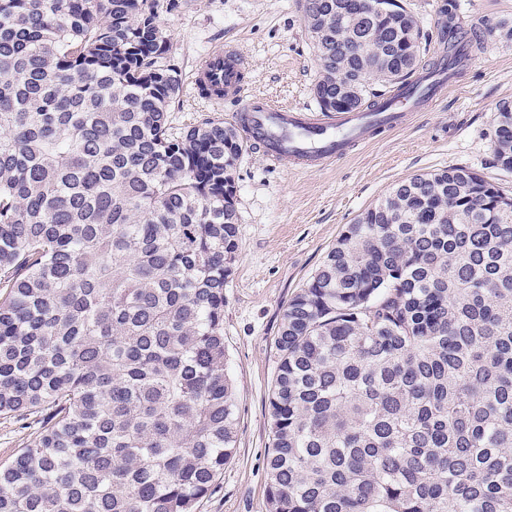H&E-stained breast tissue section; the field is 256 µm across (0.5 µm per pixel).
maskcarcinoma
Returning <instances> with one entry per match:
<instances>
[{
  "mask_svg": "<svg viewBox=\"0 0 512 512\" xmlns=\"http://www.w3.org/2000/svg\"><path fill=\"white\" fill-rule=\"evenodd\" d=\"M174 0H0V512H196L237 450L224 288L247 141L172 132ZM323 112L421 64L396 0H304ZM455 0L440 42L456 34ZM493 165L512 171V108ZM267 512H512V197L394 184L291 299ZM38 425L21 430L0 419V465L10 464L37 436Z\"/></svg>",
  "mask_w": 512,
  "mask_h": 512,
  "instance_id": "1",
  "label": "carcinoma"
}]
</instances>
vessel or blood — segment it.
Instances as JSON below:
<instances>
[{"instance_id":"1","label":"vessel or blood","mask_w":512,"mask_h":512,"mask_svg":"<svg viewBox=\"0 0 512 512\" xmlns=\"http://www.w3.org/2000/svg\"><path fill=\"white\" fill-rule=\"evenodd\" d=\"M245 60L232 51L210 54L192 74L193 83L218 82L226 99L240 105L238 119L248 141L275 165L296 171L324 169L367 144L379 131L395 130L410 113L421 111L455 82L447 71L432 79L417 75L386 95L385 106L361 112H339L318 116L305 106L284 107L267 99L247 97L241 74Z\"/></svg>"}]
</instances>
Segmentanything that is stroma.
<instances>
[{"label": "stroma", "instance_id": "35a3bbf8", "mask_svg": "<svg viewBox=\"0 0 512 512\" xmlns=\"http://www.w3.org/2000/svg\"><path fill=\"white\" fill-rule=\"evenodd\" d=\"M433 38L442 0H398ZM464 28L489 24L471 65L443 100L412 115L401 130L376 135L330 168L296 172L249 151L235 174L239 251L224 290V349L236 397L237 453L197 512H266L270 443L268 394L277 364L274 339L294 293L321 266L348 224L394 184L448 166L471 169L512 195V172L491 162L495 117L512 105V0H459ZM159 23L181 78L172 107L175 131L207 119L236 124L232 102L202 99L191 81L207 54L234 49L248 63L250 93L314 106L317 70L301 0H178Z\"/></svg>", "mask_w": 512, "mask_h": 512}]
</instances>
